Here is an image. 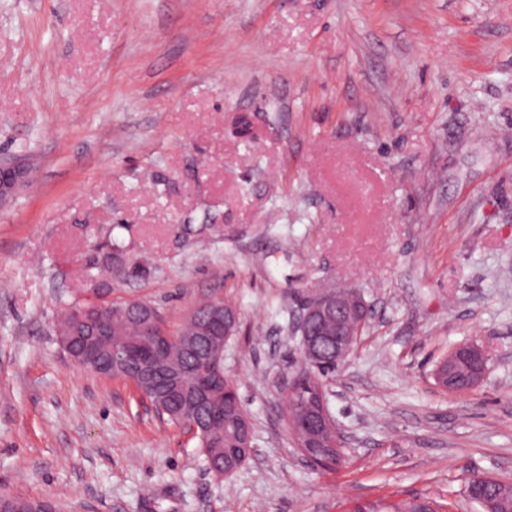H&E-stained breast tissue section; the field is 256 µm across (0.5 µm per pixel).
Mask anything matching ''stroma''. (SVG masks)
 <instances>
[{
	"label": "stroma",
	"instance_id": "35a3bbf8",
	"mask_svg": "<svg viewBox=\"0 0 512 512\" xmlns=\"http://www.w3.org/2000/svg\"><path fill=\"white\" fill-rule=\"evenodd\" d=\"M512 0H0V494L61 512H482L512 478ZM120 247L109 300L170 327L238 313L224 372L253 452L215 478L186 426L75 364L55 334ZM372 316L324 378L342 460L285 427L309 285ZM488 354L439 387L450 350ZM28 183V168L22 158L13 156L9 158L0 157V205L6 203L2 199V189L12 190L11 200ZM497 480L491 477L472 479L468 485H481L485 487V497L491 499L494 512H512V497H500L497 495ZM445 506L440 502L427 499V500H399L389 502L383 507L378 505L369 506H356V510L353 512H443Z\"/></svg>",
	"mask_w": 512,
	"mask_h": 512
}]
</instances>
